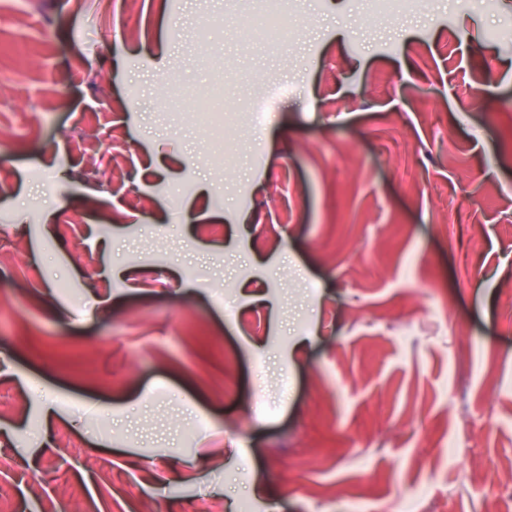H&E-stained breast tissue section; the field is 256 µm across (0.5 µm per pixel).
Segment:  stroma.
Instances as JSON below:
<instances>
[{"instance_id":"1","label":"stroma","mask_w":512,"mask_h":512,"mask_svg":"<svg viewBox=\"0 0 512 512\" xmlns=\"http://www.w3.org/2000/svg\"><path fill=\"white\" fill-rule=\"evenodd\" d=\"M28 0L0 56V487L45 512H512V0ZM224 84L225 134L165 86ZM291 85L253 130L250 101ZM93 115L125 175L65 139ZM123 142H113L112 127ZM230 146V163L217 159ZM220 224L221 234L199 225ZM110 459L106 474L98 463ZM266 6L263 11L260 12H245V27L246 29V36L242 39L243 42L251 43L250 36L248 33L257 31L261 29L263 26H265L268 23L275 22L277 26L280 25L281 27L279 30L280 35V41L285 42L292 38L294 31L292 29H295L292 25L287 24L285 22V3L287 1L284 0H268L266 1ZM271 5H274L273 8H271ZM289 27V29H288ZM422 0H375L374 10L379 15L391 16L413 11L421 6Z\"/></svg>"}]
</instances>
